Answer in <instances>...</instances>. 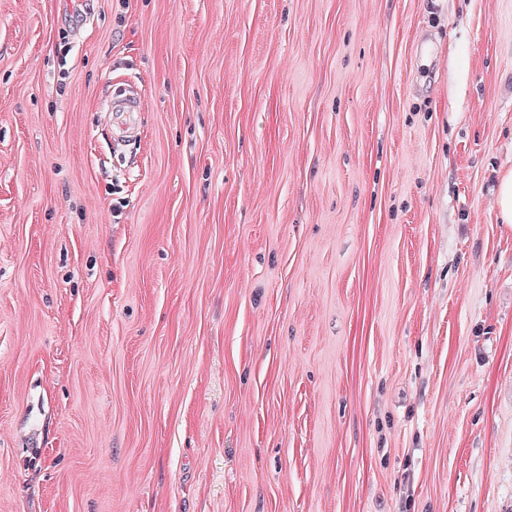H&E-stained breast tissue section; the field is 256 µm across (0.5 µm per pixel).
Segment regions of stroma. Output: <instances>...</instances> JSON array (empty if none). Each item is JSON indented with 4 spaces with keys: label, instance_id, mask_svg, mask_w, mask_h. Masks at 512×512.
<instances>
[{
    "label": "stroma",
    "instance_id": "stroma-1",
    "mask_svg": "<svg viewBox=\"0 0 512 512\" xmlns=\"http://www.w3.org/2000/svg\"><path fill=\"white\" fill-rule=\"evenodd\" d=\"M511 170L512 0H0V512H512ZM499 216L503 224H512V171L504 173L499 180L497 190ZM512 227V225H511Z\"/></svg>",
    "mask_w": 512,
    "mask_h": 512
}]
</instances>
